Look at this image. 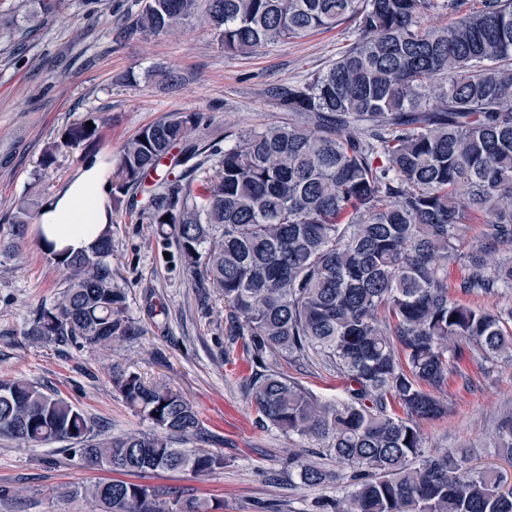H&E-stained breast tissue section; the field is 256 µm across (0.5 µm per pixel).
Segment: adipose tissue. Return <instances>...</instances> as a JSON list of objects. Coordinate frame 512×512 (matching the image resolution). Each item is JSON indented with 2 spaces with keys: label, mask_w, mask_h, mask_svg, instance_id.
<instances>
[{
  "label": "adipose tissue",
  "mask_w": 512,
  "mask_h": 512,
  "mask_svg": "<svg viewBox=\"0 0 512 512\" xmlns=\"http://www.w3.org/2000/svg\"><path fill=\"white\" fill-rule=\"evenodd\" d=\"M109 179L102 163L84 165L37 219L40 247L74 253L93 245L112 216Z\"/></svg>",
  "instance_id": "ef3b65f1"
}]
</instances>
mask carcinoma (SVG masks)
<instances>
[{"instance_id":"carcinoma-1","label":"carcinoma","mask_w":512,"mask_h":512,"mask_svg":"<svg viewBox=\"0 0 512 512\" xmlns=\"http://www.w3.org/2000/svg\"><path fill=\"white\" fill-rule=\"evenodd\" d=\"M64 0L17 5L48 14ZM437 0H144L130 34H172L196 15L224 51L252 53L309 32L355 25L356 42L325 71L279 93L288 121L214 147L209 163L178 172L208 125L201 111L174 112L142 128L112 160L113 205L155 183L138 211L176 243L195 287L224 303L225 333L252 375L245 392L269 428L319 445L347 466L331 473L303 456L288 467L303 486L343 483L334 512H512V486L465 455L433 454L418 420L445 413L435 393L471 377L448 343L465 340L491 364L512 358V304L489 310L465 295L512 291V0L442 26L427 24ZM49 147L97 160L98 127L70 125ZM31 203L0 225V251L22 247ZM169 221H164V218ZM487 238L463 251L468 225ZM511 253L494 264L492 254ZM53 301L23 330L39 345L107 349L137 333L126 293L112 281V227L67 257ZM463 268L449 278L448 266ZM336 371L344 397L331 404L271 368L268 358ZM110 381L150 428L112 436L60 394L23 376L0 379V436L23 448L69 443L72 456L112 472L92 485L56 489L95 512H220L222 502L160 497L130 476L210 474L224 455L186 450L206 441L193 403L136 370ZM397 404L406 411L391 412ZM496 451L512 458V413Z\"/></svg>"}]
</instances>
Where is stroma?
<instances>
[{
	"label": "stroma",
	"mask_w": 512,
	"mask_h": 512,
	"mask_svg": "<svg viewBox=\"0 0 512 512\" xmlns=\"http://www.w3.org/2000/svg\"><path fill=\"white\" fill-rule=\"evenodd\" d=\"M135 0H68L65 10L31 19L26 40L0 36V224L10 223L20 198L46 202L83 168L81 153H57L50 177L37 173L46 147L72 123L98 118L101 153H117L143 127L172 112L206 111L210 122L197 140L231 146L236 135L287 120L279 88L326 69L355 40L353 22L269 46L254 54L224 51L200 19L174 35H129ZM175 72L169 87L160 69ZM112 277L127 294V312L140 332L114 347L70 349L28 343L22 331L31 312L52 301L66 274L51 264L27 232L21 251L0 253V379L22 375L59 391L112 434L147 429L113 389L114 366L134 367L163 380L192 401L223 452V469L205 476L165 472L146 477L161 491L213 496L224 512H323L342 495L339 484L304 487L290 479L288 457L301 443L263 427L243 385L251 369L240 355H225L224 305L201 306L175 244L162 243L136 213L112 211ZM473 378L471 391L450 383L443 418L423 423L430 450L468 449L476 466L499 464L494 439L501 410L512 408V362L489 367L456 347ZM272 368L320 399L343 395L336 373L284 359ZM102 470L73 458L65 444L21 448L0 439V512H91L81 499L53 497L62 485L92 484Z\"/></svg>",
	"instance_id": "1"
}]
</instances>
